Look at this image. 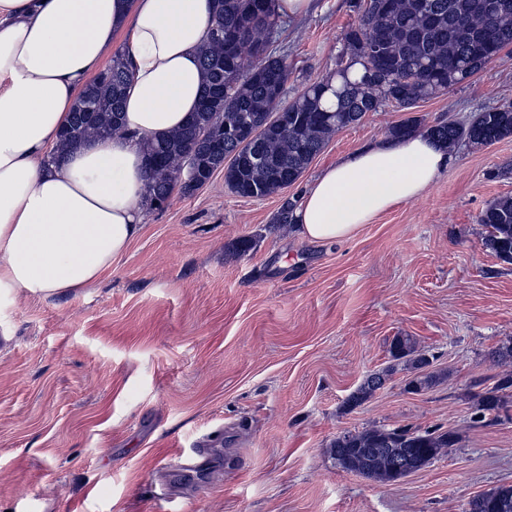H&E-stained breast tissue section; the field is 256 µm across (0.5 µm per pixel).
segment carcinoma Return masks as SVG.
<instances>
[{"label": "carcinoma", "instance_id": "obj_1", "mask_svg": "<svg viewBox=\"0 0 512 512\" xmlns=\"http://www.w3.org/2000/svg\"><path fill=\"white\" fill-rule=\"evenodd\" d=\"M274 0H217V25L201 55L205 83L191 121L150 148L149 209L161 206L176 187L188 150L200 163V184L224 170L234 194L264 198L294 184L339 130L355 125L386 103L403 109L458 85L483 70L494 50L512 47V0H364L358 24L346 34L345 56L336 78L309 86L282 105L289 65L270 45L278 33ZM130 71L123 55L95 77L75 100L59 149L91 135L106 137L121 128ZM224 113V119L215 113ZM259 133L252 139L248 135ZM422 131L445 147H476L512 136V104L481 112L466 125L441 121L423 125L408 118L389 128L392 138ZM487 228L483 247L512 264V197L495 199L481 212ZM417 352L409 336H397L395 359ZM501 368L493 390L480 396L477 419L500 414L499 392L512 388V345L499 349ZM383 386L366 379L350 403L356 406ZM456 442L454 432L411 428L371 429L336 437L333 454L346 469L390 481V469L405 452L438 457ZM469 512H512V486L487 490L469 501Z\"/></svg>", "mask_w": 512, "mask_h": 512}]
</instances>
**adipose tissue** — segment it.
Masks as SVG:
<instances>
[{"label":"adipose tissue","mask_w":512,"mask_h":512,"mask_svg":"<svg viewBox=\"0 0 512 512\" xmlns=\"http://www.w3.org/2000/svg\"><path fill=\"white\" fill-rule=\"evenodd\" d=\"M212 0H0V295L88 287L141 233L146 147L182 128L204 85ZM132 63L123 130L59 152L81 89L115 40ZM423 134L327 166L296 210L299 234L334 244L423 196L448 168Z\"/></svg>","instance_id":"1"}]
</instances>
